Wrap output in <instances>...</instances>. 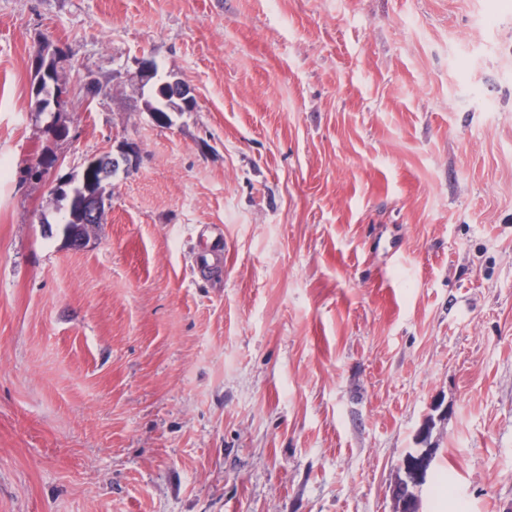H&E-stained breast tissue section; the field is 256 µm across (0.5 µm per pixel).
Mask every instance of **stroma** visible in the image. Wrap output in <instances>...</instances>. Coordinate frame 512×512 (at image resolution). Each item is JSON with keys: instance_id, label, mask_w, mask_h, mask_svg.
I'll return each mask as SVG.
<instances>
[{"instance_id": "stroma-1", "label": "stroma", "mask_w": 512, "mask_h": 512, "mask_svg": "<svg viewBox=\"0 0 512 512\" xmlns=\"http://www.w3.org/2000/svg\"><path fill=\"white\" fill-rule=\"evenodd\" d=\"M425 446L512 512V0H0V512H393ZM38 59L39 58H37L35 83L33 86L36 102L37 104H39L40 107L39 112L43 113L46 112L48 109L50 110L51 123L53 126H57V124L59 123L58 115L60 114V112L58 111V103L62 104L66 101L68 92L67 87L60 83H58V85L55 86L56 98L54 108V83L56 80V75L58 73L57 68L59 62H56L54 59H51L50 62L45 63V60L42 58L39 65ZM161 84L163 83L158 84L154 90V98L158 105L151 106L150 112H152L157 121L165 123L169 118L167 112L181 108V104H179L178 101L184 102V99L174 97L173 91L163 86L160 87ZM124 140L116 146V151L112 153H106L98 158V162L95 166L88 169H84L81 175V179L77 186L71 189V195L63 188V186L71 185V179L62 182L56 188L60 196L63 199L68 200V209L64 215V224L66 230L70 234V230L76 227L77 224L84 225L87 229L95 226L96 224H89L88 220H97V224H102V218L105 210V202L101 196V187L103 182L115 176L119 171H112V164H116L120 167V170L126 168H133L139 161L140 149L133 143L131 147L124 145ZM95 210L91 216H87L85 223L83 224L82 216L85 215L87 210Z\"/></svg>"}]
</instances>
